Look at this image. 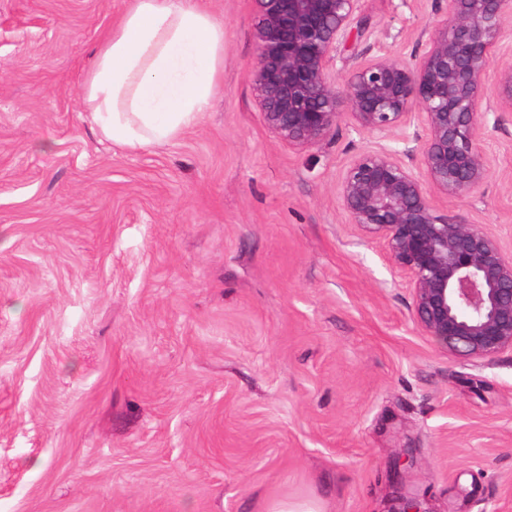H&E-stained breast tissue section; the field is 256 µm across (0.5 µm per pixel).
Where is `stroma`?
Instances as JSON below:
<instances>
[{"instance_id":"obj_1","label":"stroma","mask_w":512,"mask_h":512,"mask_svg":"<svg viewBox=\"0 0 512 512\" xmlns=\"http://www.w3.org/2000/svg\"><path fill=\"white\" fill-rule=\"evenodd\" d=\"M208 112L141 149L82 86L129 0H0V512H512V350L473 363L412 321L340 174L371 136L264 127L249 0ZM448 0H361L336 57L422 54ZM488 179L437 198L512 245V112Z\"/></svg>"}]
</instances>
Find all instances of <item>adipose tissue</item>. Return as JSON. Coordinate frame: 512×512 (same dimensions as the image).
<instances>
[{
  "label": "adipose tissue",
  "mask_w": 512,
  "mask_h": 512,
  "mask_svg": "<svg viewBox=\"0 0 512 512\" xmlns=\"http://www.w3.org/2000/svg\"><path fill=\"white\" fill-rule=\"evenodd\" d=\"M224 70V26L200 0H132L83 85L94 125L130 149L163 144L209 110Z\"/></svg>",
  "instance_id": "ef3b65f1"
}]
</instances>
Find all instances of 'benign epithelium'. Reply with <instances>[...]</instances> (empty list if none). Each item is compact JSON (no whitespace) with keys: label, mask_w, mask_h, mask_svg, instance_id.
<instances>
[{"label":"benign epithelium","mask_w":512,"mask_h":512,"mask_svg":"<svg viewBox=\"0 0 512 512\" xmlns=\"http://www.w3.org/2000/svg\"><path fill=\"white\" fill-rule=\"evenodd\" d=\"M249 2L250 80L267 131L292 148L320 142L346 119L371 135L337 183L347 223L385 242L413 290V321L450 354L482 362L512 350V247L435 203L488 178V117L496 128L512 112V63L494 58L512 0H450L449 15L421 32L422 55L376 56L341 78L336 56L360 0ZM493 67L494 104L485 93Z\"/></svg>","instance_id":"7a95c632"}]
</instances>
